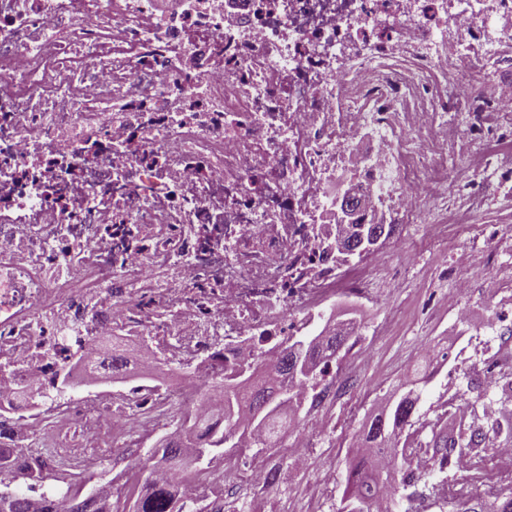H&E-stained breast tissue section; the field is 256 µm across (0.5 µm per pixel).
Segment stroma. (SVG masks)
I'll list each match as a JSON object with an SVG mask.
<instances>
[{"instance_id": "obj_1", "label": "stroma", "mask_w": 512, "mask_h": 512, "mask_svg": "<svg viewBox=\"0 0 512 512\" xmlns=\"http://www.w3.org/2000/svg\"><path fill=\"white\" fill-rule=\"evenodd\" d=\"M481 224H494L499 236L494 240L476 238L471 225L451 224L446 228L449 242L470 253L496 251L494 272L479 281L467 322L456 318V303L448 297L447 285L440 282L434 265L444 260L441 243L430 241L427 225L420 224L409 236L386 241L380 253L391 260V270L400 288L372 304H359L336 297L323 310V317L355 322L359 329V348L341 354L330 373L331 381L340 382L352 372L358 373L359 399L339 398L327 408L329 424L316 430L313 418L302 414L301 424L293 435L295 442L307 444L308 466L296 469L284 448L263 452L243 449L246 458H256L259 466L274 465L283 472V483L270 494L269 512H338L346 481V470L355 448L371 418L380 410L383 399L410 375L425 355L447 348L449 356L433 377L421 385L419 420L434 418L448 396L469 403L474 410L489 404H501L506 397L494 387L471 388L475 366L487 355V339L495 336L492 316L512 315V290L506 283L512 278V197L496 198L477 217ZM419 251L417 265H408L407 246ZM142 346L131 342L128 356L132 380L153 378L166 383L180 382L199 388L205 381L200 372L182 369L170 362L142 367ZM178 423L149 438L140 448H122L106 444L98 448L95 464L89 469L71 470L46 479V486L56 489L80 487L91 492L100 482L115 481L142 489L147 471L143 460L156 452L165 441L178 434Z\"/></svg>"}]
</instances>
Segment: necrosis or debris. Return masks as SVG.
Returning a JSON list of instances; mask_svg holds the SVG:
<instances>
[{
  "mask_svg": "<svg viewBox=\"0 0 512 512\" xmlns=\"http://www.w3.org/2000/svg\"><path fill=\"white\" fill-rule=\"evenodd\" d=\"M336 182L349 223L437 238L448 200L468 221L512 195V0H0V465L81 469L215 412L159 384L57 393L103 337L207 367L275 353L290 308L372 297L326 222ZM406 458L408 512L447 504L417 488L427 450ZM246 479L281 475L234 464L199 492L224 512Z\"/></svg>",
  "mask_w": 512,
  "mask_h": 512,
  "instance_id": "4bbe7bcc",
  "label": "necrosis or debris"
}]
</instances>
